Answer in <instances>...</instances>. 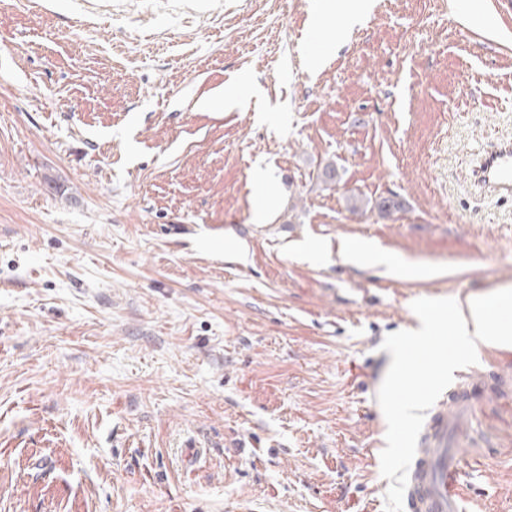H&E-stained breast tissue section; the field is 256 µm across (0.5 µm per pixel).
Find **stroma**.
Segmentation results:
<instances>
[{"mask_svg": "<svg viewBox=\"0 0 512 512\" xmlns=\"http://www.w3.org/2000/svg\"><path fill=\"white\" fill-rule=\"evenodd\" d=\"M342 10L0 0V512H403L433 402L391 345L512 287V198L468 178L512 138V0ZM429 353L468 383L466 512H512V343ZM339 255L348 263L361 267H385L407 280L424 276V271L409 261L398 262L390 253L371 241H349L337 245Z\"/></svg>", "mask_w": 512, "mask_h": 512, "instance_id": "1", "label": "stroma"}]
</instances>
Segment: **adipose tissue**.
<instances>
[{
    "label": "adipose tissue",
    "instance_id": "obj_1",
    "mask_svg": "<svg viewBox=\"0 0 512 512\" xmlns=\"http://www.w3.org/2000/svg\"><path fill=\"white\" fill-rule=\"evenodd\" d=\"M339 255L348 263L361 267H383L401 274L405 279L423 277V270L409 261H397L382 247L369 241L339 243ZM512 308V290L505 288L493 294L476 295L468 298L465 308L455 311L438 305L427 308L419 314V325L409 334L406 343L417 346L427 343L435 333L438 322L448 319L454 324L458 335L475 337L479 342H512V324L502 318L505 310Z\"/></svg>",
    "mask_w": 512,
    "mask_h": 512
}]
</instances>
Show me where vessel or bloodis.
<instances>
[{"label":"vessel or blood","mask_w":512,"mask_h":512,"mask_svg":"<svg viewBox=\"0 0 512 512\" xmlns=\"http://www.w3.org/2000/svg\"><path fill=\"white\" fill-rule=\"evenodd\" d=\"M470 178L486 194L512 197V140H500L483 151ZM448 428L446 408L436 405L403 472L406 512H465L459 488L462 472L458 457L448 448Z\"/></svg>","instance_id":"b4317fda"}]
</instances>
